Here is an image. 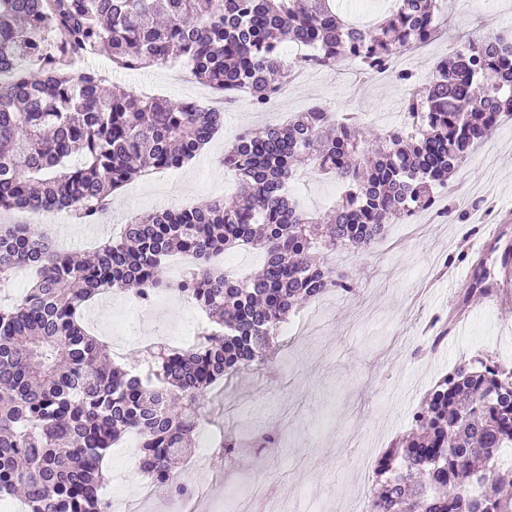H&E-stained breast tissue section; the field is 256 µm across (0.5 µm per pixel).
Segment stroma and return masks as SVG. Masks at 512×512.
<instances>
[{
    "instance_id": "1",
    "label": "stroma",
    "mask_w": 512,
    "mask_h": 512,
    "mask_svg": "<svg viewBox=\"0 0 512 512\" xmlns=\"http://www.w3.org/2000/svg\"><path fill=\"white\" fill-rule=\"evenodd\" d=\"M446 26L447 39L425 51L403 54L400 66L424 78L458 41L512 29V0H487L479 11L449 10ZM85 65L111 89L172 100L194 98L206 106L218 97L192 77L172 84L171 62L129 71L97 55ZM406 96V89L391 80L358 71L344 79L330 67L315 78L289 84L276 120L287 124L299 112L320 105L353 114L377 141L384 127L374 122V114H391L392 124H400ZM268 123L267 114L251 105L226 109L223 127L189 164L127 185L98 223L77 225L63 217L41 230L56 238L62 250L80 254L92 238L108 237L131 215L198 205L232 193L236 178L223 169L220 157L239 130ZM450 185L459 199L473 186L484 187L490 212L478 227L435 221L418 236L392 227L371 253L327 256L337 273L358 278L356 295L328 302L307 332L282 349L273 364L233 379L204 398L209 440L243 430L277 433L280 444L262 457L246 454L221 468L205 459L191 465L178 462V473L198 492L196 512H224L226 496L236 490L244 472L266 480L274 497L316 500L335 512L339 492L371 494L375 476L372 463L362 458L363 449L381 454L409 431L412 411L458 363L489 356L512 368V305L465 296L458 283L469 277L467 265L448 268L440 277L435 274L437 255L461 247L495 263L496 254L488 250L491 233L503 225L512 234V117L498 126L486 147L469 154ZM288 192L304 209L323 213L336 201V182L305 170L289 182ZM203 319L202 312L189 309L176 296L143 315L122 292L84 312L93 335L117 327L124 350L115 361L121 365L137 359L144 343L197 330Z\"/></svg>"
}]
</instances>
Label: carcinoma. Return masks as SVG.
<instances>
[{"label":"carcinoma","mask_w":512,"mask_h":512,"mask_svg":"<svg viewBox=\"0 0 512 512\" xmlns=\"http://www.w3.org/2000/svg\"><path fill=\"white\" fill-rule=\"evenodd\" d=\"M333 2L0 0V209L59 207L74 224H94L114 191L182 166L221 126L214 108L105 90L96 71L78 68L101 50L123 70L188 63L224 103L245 90L258 105L312 63L348 59L375 74L428 42L444 17V0H391L374 26L360 27ZM287 43L306 53L286 58ZM391 79L409 90L411 121L372 156L353 118L301 112L224 151L237 194L134 216L84 260L30 226L0 224V282L22 263L29 270L25 293L0 306V497L20 488L27 512H107L102 462L130 436L142 471L192 497L171 462L192 452L200 397L266 364L280 325L307 302L357 292L354 276L312 255L371 251L388 225L448 189V174L512 115V35L452 46L423 82L405 69ZM299 169L336 179L329 211L309 213L288 196ZM243 246L265 253L260 272L239 278L213 262ZM172 255L189 266L177 290L208 319L198 341L107 366L109 348L88 333L82 308L114 290L150 304ZM467 262L470 289L489 290L481 260L461 250L446 265ZM257 444L274 448L278 437L228 434L215 454ZM510 444L512 369L460 363L376 460L369 512H512L493 475Z\"/></svg>","instance_id":"1"}]
</instances>
